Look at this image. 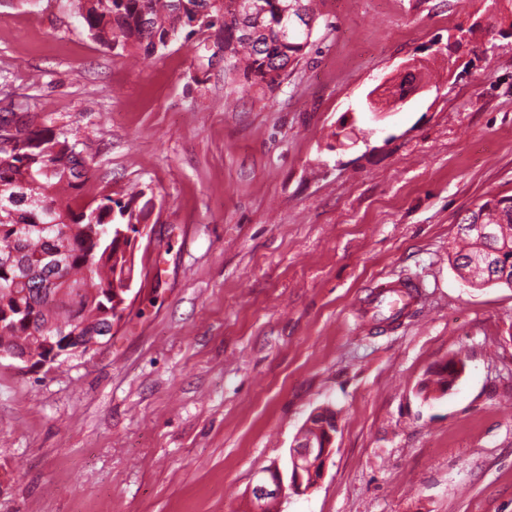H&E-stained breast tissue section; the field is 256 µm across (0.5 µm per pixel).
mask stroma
Returning <instances> with one entry per match:
<instances>
[{
    "mask_svg": "<svg viewBox=\"0 0 512 512\" xmlns=\"http://www.w3.org/2000/svg\"><path fill=\"white\" fill-rule=\"evenodd\" d=\"M492 5L319 0L308 53L261 91L225 72L220 27L120 56L70 0H0V103L84 142L92 185L156 200L111 346L0 363V512H250L324 406L333 453L280 512H512V288L449 257L475 204L512 195V12ZM473 24L483 51L449 42ZM414 62L422 93L364 111ZM399 278L421 286L399 324L359 318ZM463 368L464 363L460 358H458V356L455 355L449 358L448 361H445L443 366L438 365L430 372V376L432 378H429L424 382L421 387V392L426 395V398H429L431 394L430 385L432 383H435L442 388L446 387V390L448 391L453 387Z\"/></svg>",
    "mask_w": 512,
    "mask_h": 512,
    "instance_id": "1",
    "label": "stroma"
}]
</instances>
